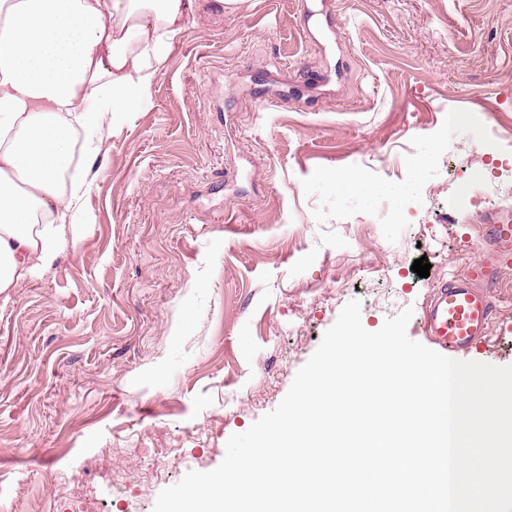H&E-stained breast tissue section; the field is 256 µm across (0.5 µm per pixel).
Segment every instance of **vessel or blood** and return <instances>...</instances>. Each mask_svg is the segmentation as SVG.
Returning a JSON list of instances; mask_svg holds the SVG:
<instances>
[{
	"label": "vessel or blood",
	"mask_w": 512,
	"mask_h": 512,
	"mask_svg": "<svg viewBox=\"0 0 512 512\" xmlns=\"http://www.w3.org/2000/svg\"><path fill=\"white\" fill-rule=\"evenodd\" d=\"M485 247L465 273L439 282L423 312V332L453 354L477 350L498 315L500 274L512 263V210L495 208L484 216Z\"/></svg>",
	"instance_id": "vessel-or-blood-1"
}]
</instances>
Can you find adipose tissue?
Wrapping results in <instances>:
<instances>
[{
	"label": "adipose tissue",
	"instance_id": "adipose-tissue-1",
	"mask_svg": "<svg viewBox=\"0 0 512 512\" xmlns=\"http://www.w3.org/2000/svg\"><path fill=\"white\" fill-rule=\"evenodd\" d=\"M198 0H0V294L39 275L91 189L79 136L144 101Z\"/></svg>",
	"mask_w": 512,
	"mask_h": 512
}]
</instances>
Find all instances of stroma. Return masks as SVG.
Segmentation results:
<instances>
[{"instance_id": "35a3bbf8", "label": "stroma", "mask_w": 512, "mask_h": 512, "mask_svg": "<svg viewBox=\"0 0 512 512\" xmlns=\"http://www.w3.org/2000/svg\"><path fill=\"white\" fill-rule=\"evenodd\" d=\"M85 147L84 234L0 302V512H153L351 300L376 330L412 308L424 342L437 282L512 208V0H199L148 98ZM336 172L415 184L408 220Z\"/></svg>"}]
</instances>
